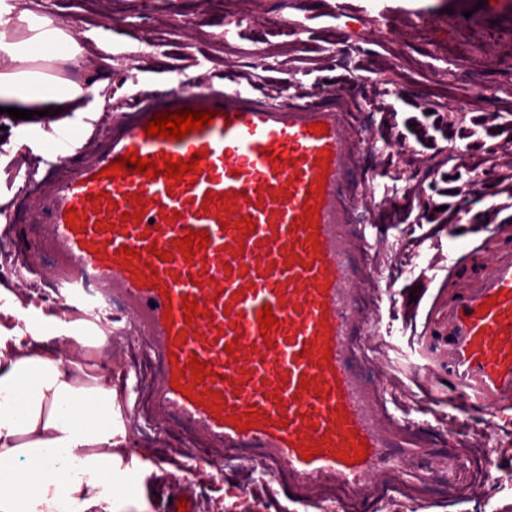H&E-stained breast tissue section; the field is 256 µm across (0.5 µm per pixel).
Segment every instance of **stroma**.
<instances>
[{
	"label": "stroma",
	"instance_id": "stroma-1",
	"mask_svg": "<svg viewBox=\"0 0 512 512\" xmlns=\"http://www.w3.org/2000/svg\"><path fill=\"white\" fill-rule=\"evenodd\" d=\"M505 17L512 0H348L337 13L335 0H53L57 23L79 17L80 32L112 51L114 73L104 101H91L88 113H66L70 126L89 134L80 153L92 152L103 127L131 99L197 83L225 86L238 81L254 91L288 97L348 83L355 90L359 118L376 138L373 152L389 172L387 183L399 197L394 221L376 261L384 273L409 283L448 265V238L457 225L490 218L512 221V45L487 39L470 10ZM111 17L103 29V17ZM398 19L389 38L378 35L383 17ZM242 19L233 40L224 38V21ZM300 40H293V30ZM148 45L145 53L134 44ZM25 120L0 114V180L14 177L0 209L19 211L17 192L27 168L53 147L37 134L21 145ZM398 128L410 148L387 143ZM447 171V184L425 173ZM467 184L458 192V184ZM445 202L442 229L425 243L415 196ZM0 283L21 294L34 312L51 314L54 299L37 277L18 280L11 267L0 269ZM381 333L389 348L376 357L374 374L387 387L390 410L412 421L418 432L444 448L468 443L470 452L491 445V479L449 498L436 483L422 495L391 490L369 512H512V419L472 414L460 425L459 411L447 403L426 404L413 380L411 328L389 307L381 309ZM132 454L158 461L175 457L193 485L200 512H286L288 501L277 479L259 463L247 466L196 464L178 440L154 430L136 429Z\"/></svg>",
	"mask_w": 512,
	"mask_h": 512
}]
</instances>
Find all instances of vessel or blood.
I'll list each match as a JSON object with an SVG mask.
<instances>
[{"label":"vessel or blood","mask_w":512,"mask_h":512,"mask_svg":"<svg viewBox=\"0 0 512 512\" xmlns=\"http://www.w3.org/2000/svg\"><path fill=\"white\" fill-rule=\"evenodd\" d=\"M186 109L213 113L212 124L178 140L144 135L155 114ZM354 112L340 88L286 101L241 86L179 88L133 101L78 160L52 117L55 151L27 176L33 205L17 221L51 271L63 316L75 314L77 299L103 303L113 335L143 346V364L121 372L132 393L127 422L172 425L210 464L259 462L284 480L295 512L330 492L351 507L367 504L393 489L406 458L420 463L414 486L438 480L453 495L465 479L460 449L421 441L368 374L361 339L377 326L362 284L383 279L391 298L404 285L379 277L369 258L378 239L359 208L376 196L365 165L371 136ZM317 124L324 134L314 133ZM197 151L205 159L179 182L102 175L128 153L186 160ZM272 153L285 163L270 162ZM209 194L216 203L205 204ZM308 206L317 209L311 226L303 223ZM245 217L255 231L241 228ZM192 230L210 243L188 261L175 242ZM123 247L132 257L120 256ZM186 297L199 304L189 321ZM267 306L280 327L266 339L258 315ZM417 344L429 397L512 411V223L468 225ZM195 357L208 365L205 378L186 371ZM310 448L318 455L308 460Z\"/></svg>","instance_id":"1"}]
</instances>
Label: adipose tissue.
Masks as SVG:
<instances>
[{"label":"adipose tissue","mask_w":512,"mask_h":512,"mask_svg":"<svg viewBox=\"0 0 512 512\" xmlns=\"http://www.w3.org/2000/svg\"><path fill=\"white\" fill-rule=\"evenodd\" d=\"M76 35L50 14V0L15 11L0 0V107L81 111L112 80V53L96 68ZM22 311L0 287V512H147L145 481L157 468L127 455V399L112 375L90 364L107 354L106 337L79 321L44 315L27 332ZM69 339L66 353L53 342Z\"/></svg>","instance_id":"obj_1"}]
</instances>
